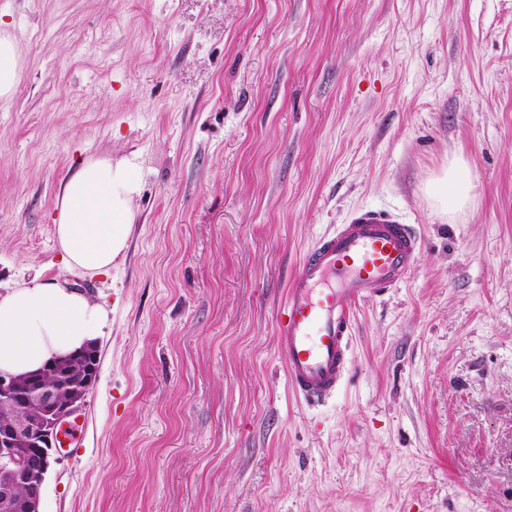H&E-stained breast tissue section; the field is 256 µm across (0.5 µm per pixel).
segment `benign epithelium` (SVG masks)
Returning <instances> with one entry per match:
<instances>
[{
  "label": "benign epithelium",
  "mask_w": 512,
  "mask_h": 512,
  "mask_svg": "<svg viewBox=\"0 0 512 512\" xmlns=\"http://www.w3.org/2000/svg\"><path fill=\"white\" fill-rule=\"evenodd\" d=\"M84 368L65 395L44 383H33L26 394L19 392L21 379L0 374V411L22 415V422L0 424V509L20 507L40 512V500L16 495L20 479H44L50 459L57 450L62 425L86 405L99 374L100 349L93 342L83 347Z\"/></svg>",
  "instance_id": "benign-epithelium-1"
}]
</instances>
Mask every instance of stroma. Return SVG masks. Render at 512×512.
I'll return each instance as SVG.
<instances>
[{
    "label": "stroma",
    "mask_w": 512,
    "mask_h": 512,
    "mask_svg": "<svg viewBox=\"0 0 512 512\" xmlns=\"http://www.w3.org/2000/svg\"><path fill=\"white\" fill-rule=\"evenodd\" d=\"M0 289L108 312L40 512H512V0H0ZM131 162L109 274L61 259L78 163ZM463 159L472 206L429 182ZM372 211L422 241L357 308L335 397L275 336L305 251ZM23 71L18 39L3 30L0 34V102L12 98Z\"/></svg>",
    "instance_id": "35a3bbf8"
}]
</instances>
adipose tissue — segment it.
Wrapping results in <instances>:
<instances>
[{"instance_id": "adipose-tissue-1", "label": "adipose tissue", "mask_w": 512, "mask_h": 512, "mask_svg": "<svg viewBox=\"0 0 512 512\" xmlns=\"http://www.w3.org/2000/svg\"><path fill=\"white\" fill-rule=\"evenodd\" d=\"M23 71L19 42L0 33V102L12 98ZM474 186L465 164L449 162L431 184L437 212L453 215L468 208ZM137 191L129 164L110 158L87 159L63 183L54 227L64 264L90 276L109 273L124 250ZM107 322L105 309L84 294L32 280L0 291V372L13 375L40 369L96 341Z\"/></svg>"}]
</instances>
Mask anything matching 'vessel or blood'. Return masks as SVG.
I'll return each mask as SVG.
<instances>
[{"instance_id":"1","label":"vessel or blood","mask_w":512,"mask_h":512,"mask_svg":"<svg viewBox=\"0 0 512 512\" xmlns=\"http://www.w3.org/2000/svg\"><path fill=\"white\" fill-rule=\"evenodd\" d=\"M420 249L409 225L366 212L320 237L290 280L276 333L288 384L306 403L330 399L348 371L354 311L369 289L407 279Z\"/></svg>"}]
</instances>
